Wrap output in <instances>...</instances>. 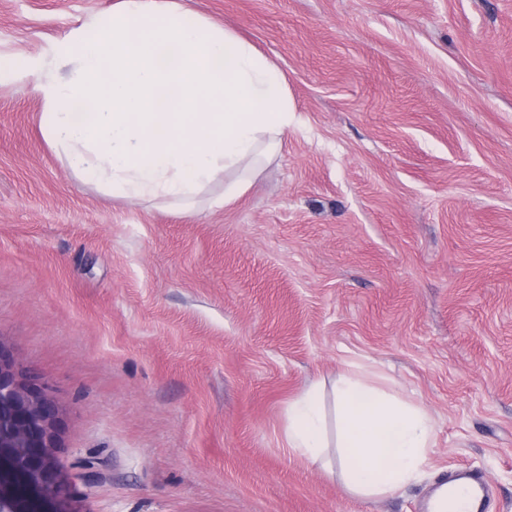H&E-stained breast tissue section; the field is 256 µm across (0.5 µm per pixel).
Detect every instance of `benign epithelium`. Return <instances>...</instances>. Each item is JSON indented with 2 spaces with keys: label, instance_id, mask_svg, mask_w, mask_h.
Returning <instances> with one entry per match:
<instances>
[{
  "label": "benign epithelium",
  "instance_id": "benign-epithelium-1",
  "mask_svg": "<svg viewBox=\"0 0 512 512\" xmlns=\"http://www.w3.org/2000/svg\"><path fill=\"white\" fill-rule=\"evenodd\" d=\"M60 411L0 341V512H41L59 502L68 475L59 458Z\"/></svg>",
  "mask_w": 512,
  "mask_h": 512
}]
</instances>
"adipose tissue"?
<instances>
[{"instance_id": "adipose-tissue-1", "label": "adipose tissue", "mask_w": 512, "mask_h": 512, "mask_svg": "<svg viewBox=\"0 0 512 512\" xmlns=\"http://www.w3.org/2000/svg\"><path fill=\"white\" fill-rule=\"evenodd\" d=\"M13 75L43 99L42 136L71 171L133 201L229 205L294 121L283 72L181 0H119L57 40L50 61ZM334 402L351 492L385 495L418 477L433 441L422 409L356 375L341 379ZM288 446L321 459L318 389L289 408Z\"/></svg>"}]
</instances>
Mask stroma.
<instances>
[{"label": "stroma", "instance_id": "35a3bbf8", "mask_svg": "<svg viewBox=\"0 0 512 512\" xmlns=\"http://www.w3.org/2000/svg\"><path fill=\"white\" fill-rule=\"evenodd\" d=\"M117 0H0V65ZM287 77L296 121L221 209L127 202L0 77V340L49 387L68 512H426L467 466L512 512V0H182ZM420 408L419 478L351 493L288 447L305 389Z\"/></svg>", "mask_w": 512, "mask_h": 512}]
</instances>
